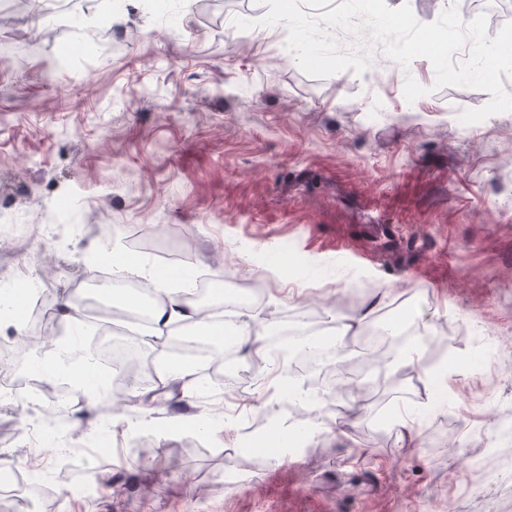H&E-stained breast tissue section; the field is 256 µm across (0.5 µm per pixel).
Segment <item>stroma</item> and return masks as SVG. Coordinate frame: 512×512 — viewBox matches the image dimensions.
Listing matches in <instances>:
<instances>
[{
    "label": "stroma",
    "instance_id": "1",
    "mask_svg": "<svg viewBox=\"0 0 512 512\" xmlns=\"http://www.w3.org/2000/svg\"><path fill=\"white\" fill-rule=\"evenodd\" d=\"M0 23V292L34 304L0 318L8 372L25 377L61 346H103L112 329L61 322V297L105 302L91 255L103 246L145 267L260 283L242 315L260 336L315 317L350 326L331 362L330 432L276 463L243 458L224 481V410L264 419L242 377L219 400L184 396L151 372L152 418L112 420L115 404L54 387L86 451L69 467L35 447L30 427L54 411L44 393L0 400V449L14 459L0 512H512V112L464 124L490 93L434 88L423 57L401 67L382 50L363 74H305L281 51L285 26L236 29L257 0H76L75 12ZM60 69L51 63L58 55ZM428 87L414 102L406 78ZM362 326H354L359 314ZM444 346L448 393L425 407L424 377L365 384L359 339L389 315ZM354 390L358 415L334 408ZM420 408L421 438L398 447L388 418ZM212 417L211 431L165 430L170 415ZM95 483L72 495L76 474Z\"/></svg>",
    "mask_w": 512,
    "mask_h": 512
}]
</instances>
